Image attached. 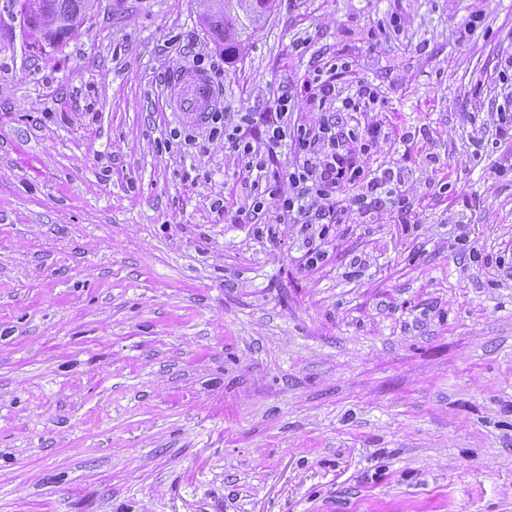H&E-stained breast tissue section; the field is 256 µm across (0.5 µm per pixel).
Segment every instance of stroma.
Listing matches in <instances>:
<instances>
[{
	"label": "stroma",
	"instance_id": "35a3bbf8",
	"mask_svg": "<svg viewBox=\"0 0 512 512\" xmlns=\"http://www.w3.org/2000/svg\"><path fill=\"white\" fill-rule=\"evenodd\" d=\"M200 11L0 22V512H512V0H275L230 63ZM340 56L408 204L312 267L162 92L215 63L232 117ZM39 11L43 13L39 17L38 29L46 32L54 29L59 21L58 27L50 32L42 33L40 39L34 38L33 29L36 18L31 12H22L27 23L28 32L33 36L34 44L41 46H57L78 35L80 28L71 25V19L75 16L86 15L89 11L90 0H38ZM52 13V14H50ZM59 19L55 17V16Z\"/></svg>",
	"mask_w": 512,
	"mask_h": 512
}]
</instances>
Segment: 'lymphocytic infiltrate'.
<instances>
[{"label": "lymphocytic infiltrate", "instance_id": "1", "mask_svg": "<svg viewBox=\"0 0 512 512\" xmlns=\"http://www.w3.org/2000/svg\"><path fill=\"white\" fill-rule=\"evenodd\" d=\"M344 58L313 69L306 82L304 101L283 93L258 112H242L236 124H228L223 113H209L210 137L223 138L236 154L251 186L245 210L260 213L269 209L299 225L307 262L317 265L325 257L320 243L332 225L341 223L336 193L355 188L347 208L364 218L378 205L405 208L401 180L392 169L371 167L363 156L370 143L381 136L380 127L361 125L358 113L368 111L378 100L372 83L358 82L347 91L342 77L349 71ZM323 111L318 124L289 123L298 106ZM290 147L296 161L279 167L277 151Z\"/></svg>", "mask_w": 512, "mask_h": 512}]
</instances>
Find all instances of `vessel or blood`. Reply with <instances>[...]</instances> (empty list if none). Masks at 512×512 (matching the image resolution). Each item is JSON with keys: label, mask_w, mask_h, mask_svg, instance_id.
I'll list each match as a JSON object with an SVG mask.
<instances>
[{"label": "vessel or blood", "mask_w": 512, "mask_h": 512, "mask_svg": "<svg viewBox=\"0 0 512 512\" xmlns=\"http://www.w3.org/2000/svg\"><path fill=\"white\" fill-rule=\"evenodd\" d=\"M167 91L170 111L193 123L204 122L220 102L215 87L200 72L173 71L167 82Z\"/></svg>", "instance_id": "vessel-or-blood-1"}]
</instances>
